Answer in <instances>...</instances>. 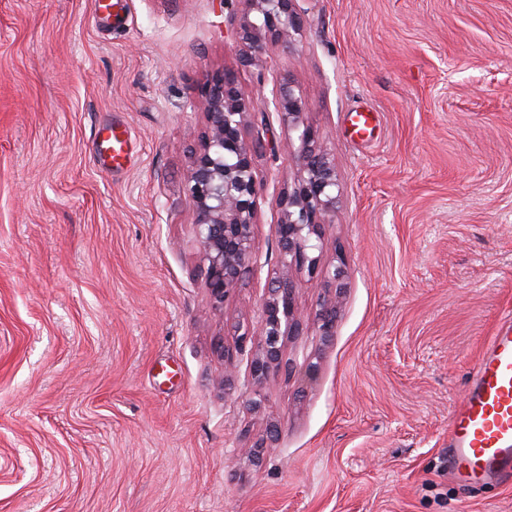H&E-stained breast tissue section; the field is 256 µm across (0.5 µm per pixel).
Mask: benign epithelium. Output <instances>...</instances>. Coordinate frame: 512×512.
I'll return each mask as SVG.
<instances>
[{
  "label": "benign epithelium",
  "instance_id": "obj_1",
  "mask_svg": "<svg viewBox=\"0 0 512 512\" xmlns=\"http://www.w3.org/2000/svg\"><path fill=\"white\" fill-rule=\"evenodd\" d=\"M243 15L236 36L244 47L242 63L259 66L269 43H278L303 23L299 0H240ZM207 131L188 169V191L195 212L196 238L202 249L205 282L218 305L242 282L261 269L253 239L257 204L261 192L254 156L260 140L244 136L247 117L255 112L272 115L288 131L287 146L298 144L299 172L279 194L281 219L275 227L278 264L268 280L258 330L244 331V343L258 336L257 353L250 364L260 382L280 365L285 337L298 336L302 324L297 317L292 274L319 277L335 291L344 287L345 260L323 262L324 230L336 213L340 186L334 159L301 119L303 104L291 79L279 82L272 97L262 103L250 101L238 87L235 72H213L201 85ZM338 296L320 303L317 319L320 336L333 335Z\"/></svg>",
  "mask_w": 512,
  "mask_h": 512
}]
</instances>
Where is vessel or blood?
Returning a JSON list of instances; mask_svg holds the SVG:
<instances>
[{
  "label": "vessel or blood",
  "instance_id": "b4317fda",
  "mask_svg": "<svg viewBox=\"0 0 512 512\" xmlns=\"http://www.w3.org/2000/svg\"><path fill=\"white\" fill-rule=\"evenodd\" d=\"M113 164L127 158L124 133L105 139ZM444 464L460 482L512 481V320L499 322L478 360L474 378L456 407Z\"/></svg>",
  "mask_w": 512,
  "mask_h": 512
}]
</instances>
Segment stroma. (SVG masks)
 <instances>
[{
	"label": "stroma",
	"mask_w": 512,
	"mask_h": 512,
	"mask_svg": "<svg viewBox=\"0 0 512 512\" xmlns=\"http://www.w3.org/2000/svg\"><path fill=\"white\" fill-rule=\"evenodd\" d=\"M290 50L242 66L239 0H0V512H512L440 469L512 315V0H300ZM291 78L342 195L334 334L297 277L290 371L256 383L265 273L215 307L187 169L220 69ZM373 112L356 133L355 113ZM128 130L123 166L98 153ZM253 226L275 265L296 160L279 125ZM229 349L222 357L221 349Z\"/></svg>",
	"instance_id": "stroma-1"
}]
</instances>
